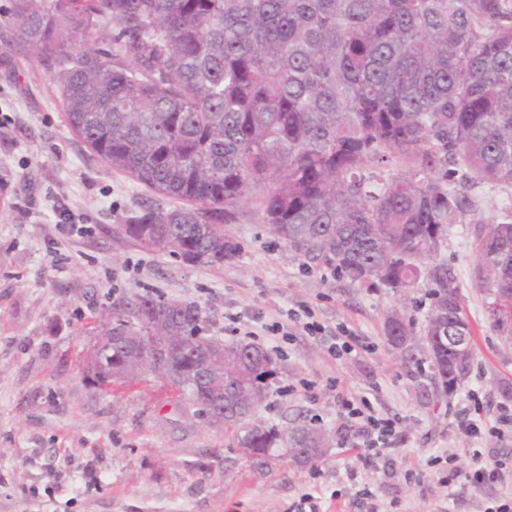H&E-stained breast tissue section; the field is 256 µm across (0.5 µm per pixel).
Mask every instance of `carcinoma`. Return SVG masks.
Returning <instances> with one entry per match:
<instances>
[{"mask_svg": "<svg viewBox=\"0 0 512 512\" xmlns=\"http://www.w3.org/2000/svg\"><path fill=\"white\" fill-rule=\"evenodd\" d=\"M10 20L33 56L57 67L69 126L110 168L150 192L125 234L188 262L220 266L240 250L224 225L248 217L353 284L431 286L420 333L469 326L442 254L472 207L465 189L512 188V0H13ZM112 33L107 49L83 40ZM477 287L494 307L512 289V215L475 230ZM206 321L194 302L137 293L101 324L113 345L96 381L134 371L131 329L154 377L179 384L200 363ZM389 341L415 335L393 313ZM224 392L199 384L195 406L224 413L262 467L276 448L250 390L269 388V353L224 343ZM450 389L448 340L428 351ZM316 447V431L291 430Z\"/></svg>", "mask_w": 512, "mask_h": 512, "instance_id": "cac0c4a2", "label": "carcinoma"}]
</instances>
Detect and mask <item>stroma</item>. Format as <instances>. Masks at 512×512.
Segmentation results:
<instances>
[{
    "label": "stroma",
    "mask_w": 512,
    "mask_h": 512,
    "mask_svg": "<svg viewBox=\"0 0 512 512\" xmlns=\"http://www.w3.org/2000/svg\"><path fill=\"white\" fill-rule=\"evenodd\" d=\"M12 4L0 0V512H296L307 497L318 512H484L512 496V481H442L453 452L464 468L475 448L512 468V437L470 440L455 421L472 390L485 422L512 406V338L472 275L475 229L512 212V188H468L473 207L448 229L443 258L474 352L464 380L436 387L423 350L401 359L384 330L393 309L423 327L427 282L404 291L350 283L249 220L229 225L241 250L215 267L128 238L124 226L149 191L72 133L55 67L14 47ZM77 224L86 233L75 234ZM145 291L197 303L226 341L235 312L270 323L308 305L324 325L348 326L368 350L341 361L310 336L257 340L278 366L257 418L280 432L323 430L333 447L312 466L281 457L259 468L232 433L152 376L97 388L87 362L99 319ZM347 393L401 417L393 455L356 458L337 403Z\"/></svg>",
    "instance_id": "obj_1"
}]
</instances>
